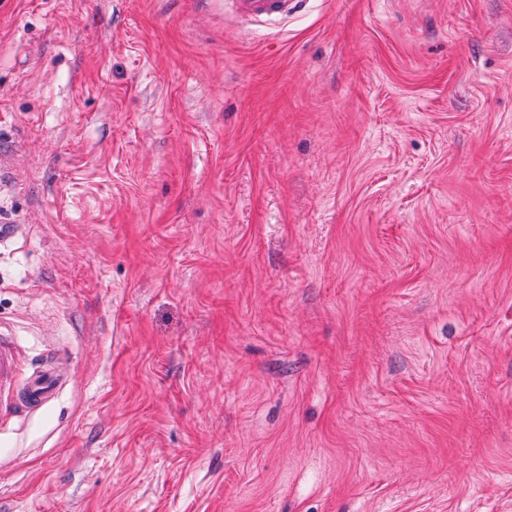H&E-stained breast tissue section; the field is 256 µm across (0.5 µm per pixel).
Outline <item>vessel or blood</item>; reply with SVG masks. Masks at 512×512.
<instances>
[{
  "label": "vessel or blood",
  "instance_id": "vessel-or-blood-1",
  "mask_svg": "<svg viewBox=\"0 0 512 512\" xmlns=\"http://www.w3.org/2000/svg\"><path fill=\"white\" fill-rule=\"evenodd\" d=\"M237 17L250 22H269L302 11L308 0H229ZM54 353H46L43 365L22 376L12 341L0 338V415L44 405L56 391L58 376L51 366Z\"/></svg>",
  "mask_w": 512,
  "mask_h": 512
}]
</instances>
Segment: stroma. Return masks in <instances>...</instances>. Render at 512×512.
Masks as SVG:
<instances>
[{
	"instance_id": "stroma-1",
	"label": "stroma",
	"mask_w": 512,
	"mask_h": 512,
	"mask_svg": "<svg viewBox=\"0 0 512 512\" xmlns=\"http://www.w3.org/2000/svg\"><path fill=\"white\" fill-rule=\"evenodd\" d=\"M0 512H512V0H0ZM237 17L250 22H269L302 11L308 0H227ZM59 375L48 365H39L23 378L14 343L0 338V418L10 407L15 413L44 405L54 396Z\"/></svg>"
}]
</instances>
